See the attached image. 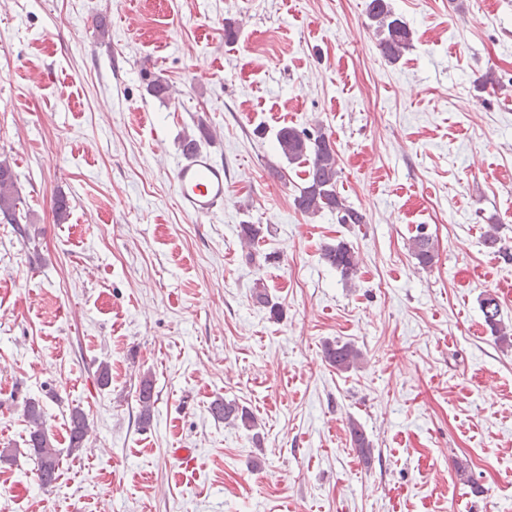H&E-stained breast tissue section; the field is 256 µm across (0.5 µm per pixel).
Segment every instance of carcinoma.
<instances>
[{
  "mask_svg": "<svg viewBox=\"0 0 512 512\" xmlns=\"http://www.w3.org/2000/svg\"><path fill=\"white\" fill-rule=\"evenodd\" d=\"M368 17L376 23L378 46L385 58L391 62L399 60L410 47V32L406 24L392 15L387 0H370ZM147 90L153 97L164 100L168 98L170 85L161 77L155 76L147 83ZM278 148L288 162H306L308 170L305 182L299 188L295 197L297 209L305 214L315 216L324 211L336 214L340 224H361L363 215L345 205L337 190L338 174L336 151L322 132L311 134L306 130L293 127L281 128L276 136ZM22 201L15 189L14 176L9 163L0 161V219L13 225L20 235L29 236L27 227L21 220L23 213ZM241 237L248 246H253L264 238V228L261 224H244L241 227ZM412 254L418 264L424 268L432 265L435 258L434 245L429 236L421 233L411 242ZM322 259L330 266L340 271L341 276L350 280L357 275L358 258L350 246L339 241L327 245L322 250ZM481 310L486 324L490 327L497 340L503 344L512 342V326H507L500 318L498 299L488 294L481 300ZM325 357L339 371H348L356 366L361 358L360 351L350 343L328 346ZM137 398L139 421L147 425L151 422L157 401L154 381L151 376L141 377ZM211 415L227 424L241 422L245 428L255 426L252 414L244 407L230 400L217 399L211 403ZM25 418L29 432L26 439L27 455L36 461L37 477L40 484L47 488L52 486L59 477L60 449L53 444L51 434L45 424V411L36 400H30L25 409ZM69 437V452L83 448L89 432V421L85 412L74 408L69 413L66 422ZM350 438L354 448L361 456L371 457L373 445L364 430L356 423H350Z\"/></svg>",
  "mask_w": 512,
  "mask_h": 512,
  "instance_id": "1",
  "label": "carcinoma"
}]
</instances>
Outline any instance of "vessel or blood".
<instances>
[{
    "mask_svg": "<svg viewBox=\"0 0 512 512\" xmlns=\"http://www.w3.org/2000/svg\"><path fill=\"white\" fill-rule=\"evenodd\" d=\"M173 179L181 208L200 218L224 208V166L212 155L197 151L177 162Z\"/></svg>",
    "mask_w": 512,
    "mask_h": 512,
    "instance_id": "vessel-or-blood-1",
    "label": "vessel or blood"
}]
</instances>
